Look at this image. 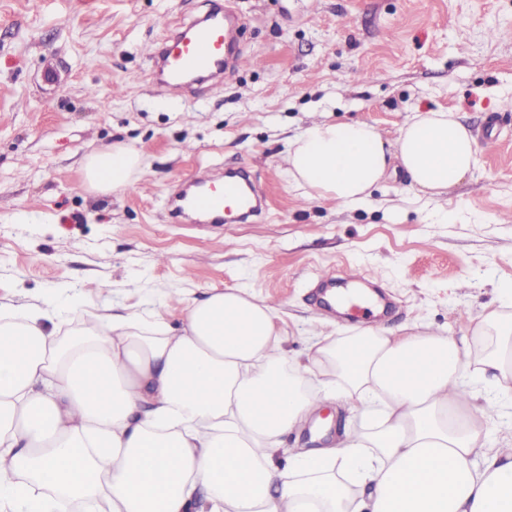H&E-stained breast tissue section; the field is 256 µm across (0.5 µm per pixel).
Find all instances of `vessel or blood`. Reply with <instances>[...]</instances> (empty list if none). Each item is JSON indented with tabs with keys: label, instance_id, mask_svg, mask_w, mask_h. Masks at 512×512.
Returning <instances> with one entry per match:
<instances>
[{
	"label": "vessel or blood",
	"instance_id": "obj_1",
	"mask_svg": "<svg viewBox=\"0 0 512 512\" xmlns=\"http://www.w3.org/2000/svg\"><path fill=\"white\" fill-rule=\"evenodd\" d=\"M228 17V12L210 11L153 45L150 58L166 95L183 98L195 85L223 76L232 39ZM165 207L172 217L198 224L245 223L261 215L264 200L245 168L239 167L220 176L205 173L193 177L190 184L167 199Z\"/></svg>",
	"mask_w": 512,
	"mask_h": 512
}]
</instances>
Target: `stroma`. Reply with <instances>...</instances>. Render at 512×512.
<instances>
[{"label": "stroma", "mask_w": 512, "mask_h": 512, "mask_svg": "<svg viewBox=\"0 0 512 512\" xmlns=\"http://www.w3.org/2000/svg\"><path fill=\"white\" fill-rule=\"evenodd\" d=\"M218 4L242 13L237 49L257 65L167 97L146 47ZM417 110L456 112L477 142L476 170L442 198L415 199L401 172L355 209L289 185L308 124L361 120L391 146ZM115 143L145 174L85 190L86 156ZM239 165L263 221L172 223L180 182ZM329 272L375 282L388 310H327ZM229 287L277 305L296 353L369 327L468 337L512 299V0H0V302L178 325L180 298Z\"/></svg>", "instance_id": "1"}]
</instances>
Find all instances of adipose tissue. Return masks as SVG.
Returning a JSON list of instances; mask_svg holds the SVG:
<instances>
[{
  "instance_id": "ef3b65f1",
  "label": "adipose tissue",
  "mask_w": 512,
  "mask_h": 512,
  "mask_svg": "<svg viewBox=\"0 0 512 512\" xmlns=\"http://www.w3.org/2000/svg\"><path fill=\"white\" fill-rule=\"evenodd\" d=\"M286 161L309 199L356 208L399 168L441 197L473 173L476 140L447 111L415 112L392 148L367 123L315 122ZM143 174L122 144L84 167L101 193ZM182 305L179 328L0 305V512H512V437L489 446L474 419L512 409V307L484 310L476 351L368 330L315 337L293 361L265 300L227 288ZM342 400L360 428L284 451Z\"/></svg>"
}]
</instances>
